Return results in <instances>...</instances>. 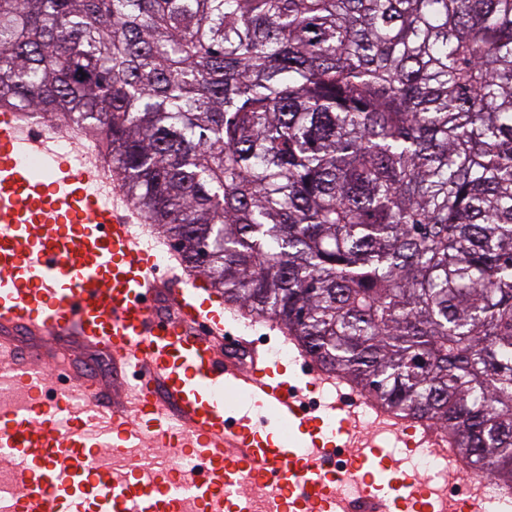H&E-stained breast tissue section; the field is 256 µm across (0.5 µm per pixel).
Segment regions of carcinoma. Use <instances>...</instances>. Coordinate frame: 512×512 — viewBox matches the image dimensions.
<instances>
[{
  "mask_svg": "<svg viewBox=\"0 0 512 512\" xmlns=\"http://www.w3.org/2000/svg\"><path fill=\"white\" fill-rule=\"evenodd\" d=\"M185 267L512 484V0H0V107Z\"/></svg>",
  "mask_w": 512,
  "mask_h": 512,
  "instance_id": "1",
  "label": "carcinoma"
}]
</instances>
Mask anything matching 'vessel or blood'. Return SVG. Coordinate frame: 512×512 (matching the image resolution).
<instances>
[{
	"label": "vessel or blood",
	"mask_w": 512,
	"mask_h": 512,
	"mask_svg": "<svg viewBox=\"0 0 512 512\" xmlns=\"http://www.w3.org/2000/svg\"><path fill=\"white\" fill-rule=\"evenodd\" d=\"M61 123L33 124L0 112V378L15 391L0 402V512H252L240 490L244 471L256 486L276 488L264 512H484L486 485L468 497L437 498L401 460L355 422L364 399L342 413L308 415L302 389L280 362L224 345V313L201 302L195 281L173 275L163 287L154 245L137 232L143 216L112 185L97 154L78 165L55 160L58 144L76 138ZM50 160V176L25 160ZM26 334L49 342L77 339L111 353L133 381L118 404H105L67 357L20 354ZM81 392L67 410L59 389ZM246 393L260 413L288 425L283 441L250 416L228 425L224 391ZM379 431L406 450L452 456L440 432L403 423L375 408ZM355 448L352 491L336 487L338 436ZM160 448L154 464L135 456L144 442ZM194 460L190 493L172 491V465Z\"/></svg>",
	"instance_id": "obj_1"
}]
</instances>
